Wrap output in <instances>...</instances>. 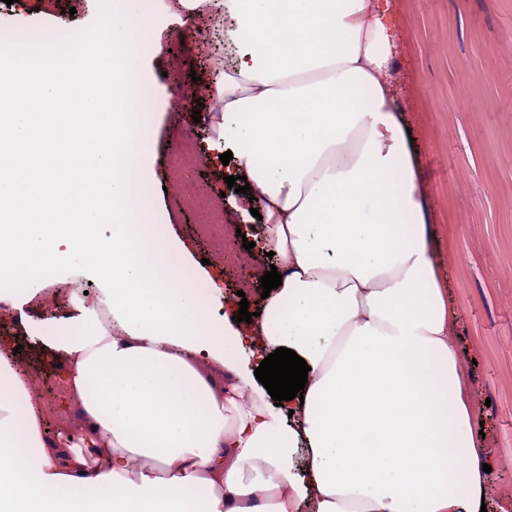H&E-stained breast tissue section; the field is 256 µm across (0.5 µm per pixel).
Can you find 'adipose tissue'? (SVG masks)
<instances>
[{
	"label": "adipose tissue",
	"mask_w": 512,
	"mask_h": 512,
	"mask_svg": "<svg viewBox=\"0 0 512 512\" xmlns=\"http://www.w3.org/2000/svg\"><path fill=\"white\" fill-rule=\"evenodd\" d=\"M138 4L112 0L108 19L112 88L130 104L161 52ZM214 4L231 22L221 130L282 283L235 325L184 244L150 223L152 113L114 116L107 141L53 124L58 150L97 158L112 235L85 211L0 225V303L78 311L38 339L59 353L58 391L81 422L79 444L47 440L51 406L0 348V512H480L493 457L388 68L391 0ZM89 271L100 287L86 301ZM280 347L310 371L302 398L274 406L251 360Z\"/></svg>",
	"instance_id": "1"
}]
</instances>
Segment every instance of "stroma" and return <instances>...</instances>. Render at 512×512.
Listing matches in <instances>:
<instances>
[{
    "instance_id": "stroma-1",
    "label": "stroma",
    "mask_w": 512,
    "mask_h": 512,
    "mask_svg": "<svg viewBox=\"0 0 512 512\" xmlns=\"http://www.w3.org/2000/svg\"><path fill=\"white\" fill-rule=\"evenodd\" d=\"M403 40L393 59L398 103L413 138L415 157L429 192L427 221L437 242V261L460 318V363L471 399L483 416L484 447L490 448L500 485L512 487V0H396ZM73 10V24L89 26L98 0H0V31L25 24L54 25ZM155 21L153 38L165 46L146 59L151 95L172 88L192 100L155 112L148 162L159 186L153 221L172 225L195 259H209L220 274L225 297L236 298L238 280L228 275L246 255L249 271H268L270 257L236 247L214 250L200 231L198 198L221 199L225 223L255 218L243 194L229 189L219 155L223 103L213 93L214 75L224 68V18L201 5L190 15L177 0H146ZM198 146V162L176 176L172 153L185 135ZM68 306L26 308L0 317V341L31 370L32 396L53 406L44 433L57 438L78 424L57 391L55 357L27 336L25 326L44 318L67 321Z\"/></svg>"
}]
</instances>
